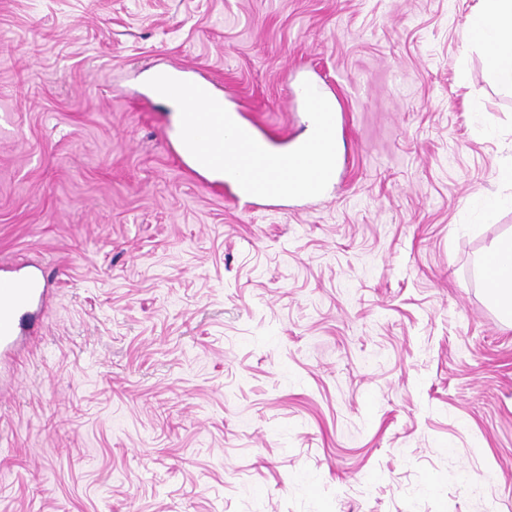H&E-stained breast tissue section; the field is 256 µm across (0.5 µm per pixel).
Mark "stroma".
<instances>
[{
    "label": "stroma",
    "instance_id": "obj_1",
    "mask_svg": "<svg viewBox=\"0 0 512 512\" xmlns=\"http://www.w3.org/2000/svg\"><path fill=\"white\" fill-rule=\"evenodd\" d=\"M480 0H0V264L41 268L0 358V512H512V91ZM207 73L263 134L346 115L308 208L185 173L142 79ZM482 7L470 17L467 42L478 45L494 81L512 89V51L504 39L512 40V0H481ZM224 187V196L228 198L229 200L235 202V203H241L248 204L252 208H262V207H288V205H275L274 203L279 202H288V201H301L304 203H307L308 200H310L313 197H307V198H295V199H288V198H265L260 197L252 194L246 193L240 185L237 183V181L231 177L228 174L224 173V180H218L216 181L215 185L212 187L213 190L219 191L222 190ZM478 206L483 218L491 221L500 209L512 207V197L503 198L496 193L488 192L479 196ZM487 284L490 296L502 314L512 319V237L495 244L487 258Z\"/></svg>",
    "mask_w": 512,
    "mask_h": 512
}]
</instances>
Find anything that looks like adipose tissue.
<instances>
[{"instance_id": "ef3b65f1", "label": "adipose tissue", "mask_w": 512, "mask_h": 512, "mask_svg": "<svg viewBox=\"0 0 512 512\" xmlns=\"http://www.w3.org/2000/svg\"><path fill=\"white\" fill-rule=\"evenodd\" d=\"M481 8L470 18L467 40L478 45L487 68L501 87L512 89V0H481ZM487 284L502 314L512 319V237L495 244L487 258Z\"/></svg>"}]
</instances>
